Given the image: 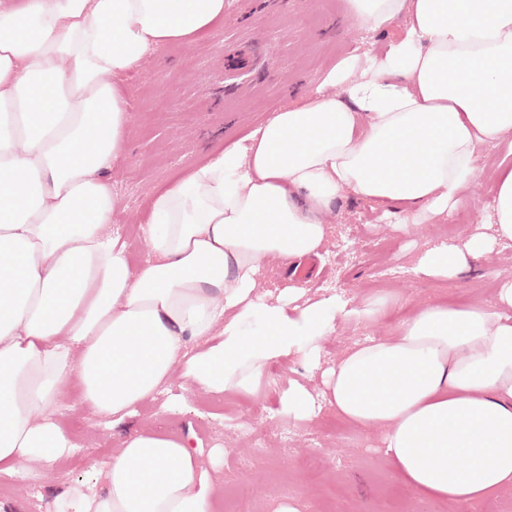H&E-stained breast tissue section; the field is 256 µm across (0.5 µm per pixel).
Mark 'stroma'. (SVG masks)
Masks as SVG:
<instances>
[{
    "label": "stroma",
    "mask_w": 512,
    "mask_h": 512,
    "mask_svg": "<svg viewBox=\"0 0 512 512\" xmlns=\"http://www.w3.org/2000/svg\"><path fill=\"white\" fill-rule=\"evenodd\" d=\"M401 24L374 30L351 21L346 0H226L224 21L186 44H170L146 57L128 77L131 124L120 160L111 172L121 206L113 233L125 242L132 266L150 257L141 226L146 199L225 145L247 136L279 108L323 92L338 94L329 80L354 53H382ZM512 163V146H485L481 171L456 206L465 221L426 216L401 226V204L380 205L345 194L325 214L328 228L311 273L295 278L269 259L259 290L265 303L284 304L299 288L300 305L343 294L352 315L315 343L314 353L278 359L276 385L256 378L241 394L217 393L178 371L154 398L140 404L135 425L169 434H192L200 462L217 483L212 512H233V490L250 499L251 512H480L481 502L457 507L420 501L398 481L384 453L382 433L343 421L322 398V373L355 344L390 335L419 307L492 304L496 276L512 277V241H493L490 202L497 164ZM487 241L479 273L458 279L416 273L421 254L442 245ZM402 297L376 320L357 315L374 297ZM299 389L317 413H292L288 393ZM56 420L73 451L53 469L25 459L14 473L0 472V512H73L70 492L97 493L100 478L87 461L106 467L121 446L113 428L79 401L73 384L60 385Z\"/></svg>",
    "instance_id": "1"
}]
</instances>
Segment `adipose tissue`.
I'll return each instance as SVG.
<instances>
[{
    "mask_svg": "<svg viewBox=\"0 0 512 512\" xmlns=\"http://www.w3.org/2000/svg\"><path fill=\"white\" fill-rule=\"evenodd\" d=\"M224 2L0 0L1 469L23 458L49 469L70 448L55 422L64 381L117 426L180 365L230 393L273 358L307 353L347 304L262 303L267 260L319 256L323 216L345 193L401 204L404 224L446 213L477 178L481 147L512 136V0H347L351 20L400 21V36L332 72L343 94L277 111L246 145L153 191L151 257L131 269L104 230L130 126L122 80L209 32ZM482 247L426 251L416 270L457 278ZM218 329V344L189 354L187 337ZM324 396L342 419L382 431L420 500L461 507L512 487V279L495 306L433 303L356 344ZM215 494L191 438L131 426L103 492L73 506L210 512Z\"/></svg>",
    "mask_w": 512,
    "mask_h": 512,
    "instance_id": "obj_1",
    "label": "adipose tissue"
}]
</instances>
